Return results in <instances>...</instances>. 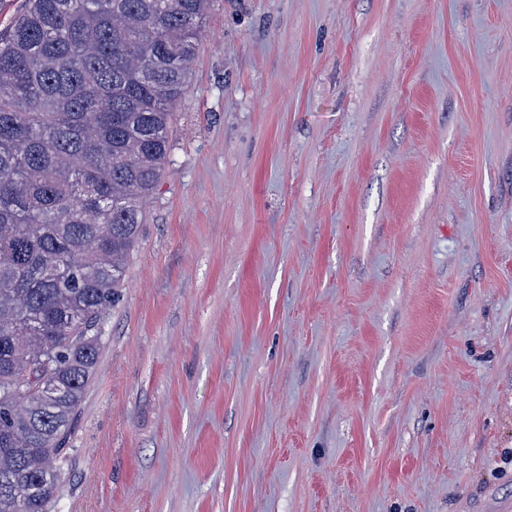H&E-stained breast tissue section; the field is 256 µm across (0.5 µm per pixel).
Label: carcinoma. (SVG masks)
<instances>
[{"instance_id": "carcinoma-1", "label": "carcinoma", "mask_w": 512, "mask_h": 512, "mask_svg": "<svg viewBox=\"0 0 512 512\" xmlns=\"http://www.w3.org/2000/svg\"><path fill=\"white\" fill-rule=\"evenodd\" d=\"M209 0H26L0 32V512H50Z\"/></svg>"}]
</instances>
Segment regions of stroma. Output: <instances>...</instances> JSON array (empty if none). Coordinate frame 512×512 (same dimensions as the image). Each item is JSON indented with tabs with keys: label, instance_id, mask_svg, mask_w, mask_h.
I'll return each instance as SVG.
<instances>
[{
	"label": "stroma",
	"instance_id": "35a3bbf8",
	"mask_svg": "<svg viewBox=\"0 0 512 512\" xmlns=\"http://www.w3.org/2000/svg\"><path fill=\"white\" fill-rule=\"evenodd\" d=\"M51 512H512V0H211Z\"/></svg>",
	"mask_w": 512,
	"mask_h": 512
}]
</instances>
